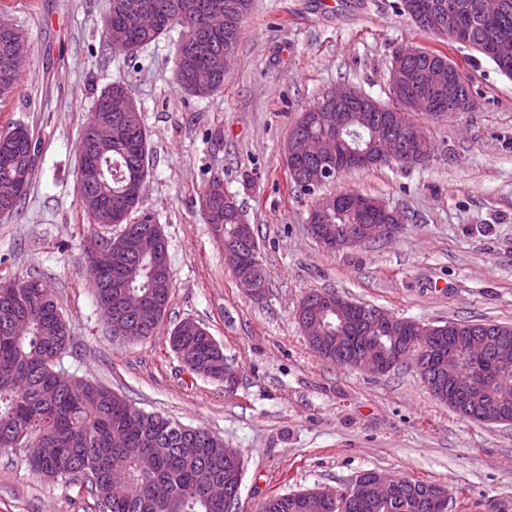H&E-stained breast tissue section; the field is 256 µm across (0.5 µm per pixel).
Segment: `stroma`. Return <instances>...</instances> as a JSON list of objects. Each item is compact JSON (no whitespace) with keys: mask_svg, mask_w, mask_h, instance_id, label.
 <instances>
[{"mask_svg":"<svg viewBox=\"0 0 512 512\" xmlns=\"http://www.w3.org/2000/svg\"><path fill=\"white\" fill-rule=\"evenodd\" d=\"M110 0H0V22L27 29L29 57L0 101V131L31 129L37 157L18 209L0 216V279L39 275L73 336L68 374L136 407L222 437L243 461L241 512L376 470L446 486L448 512H512V425L469 421L432 396L413 363L384 374L319 357L295 320L301 298L333 291L394 317L512 324V79L475 51L418 31L397 0H254L224 88L206 98L175 83L178 34L136 57L112 55ZM438 49L467 76L473 105L450 118L414 114L434 153L426 166L345 172L352 189L406 219L402 235L341 251L309 233L312 196L291 182L284 145L301 111L348 85L389 104L396 47ZM129 84L150 149L144 204L168 243L172 288L151 338L113 335L82 260L93 235L76 182V147L97 97ZM221 176L254 228L268 273L250 296L224 264V244L198 209ZM202 323L238 373L234 391L186 369L169 336ZM28 451L0 453V512H100L86 490L45 480Z\"/></svg>","mask_w":512,"mask_h":512,"instance_id":"1","label":"stroma"}]
</instances>
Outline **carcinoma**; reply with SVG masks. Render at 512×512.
Masks as SVG:
<instances>
[{
    "label": "carcinoma",
    "mask_w": 512,
    "mask_h": 512,
    "mask_svg": "<svg viewBox=\"0 0 512 512\" xmlns=\"http://www.w3.org/2000/svg\"><path fill=\"white\" fill-rule=\"evenodd\" d=\"M157 11L159 22L152 30L138 27L133 17L110 4L104 20L105 36L112 38L110 50L127 57L136 55L146 46L174 29H179L177 49L193 66L201 70L202 78L213 76L214 88L201 94L209 97L224 88V42H238L241 24L250 13L253 0H138ZM475 16L466 20L471 31L466 46L491 58L498 70L512 77V58L496 59L486 53L484 43L492 22L512 25L509 12L498 8L501 0H471ZM216 6L224 10V29L208 32L203 29L202 7ZM29 50L28 34L13 25L0 24V97L9 96L15 89L25 60L16 51ZM425 97L432 107L425 114L448 117L456 114L455 97L448 87L431 88L415 78L400 88L396 100ZM314 115L310 107L301 113L294 129L303 135L322 137L326 134L318 123H306ZM20 134L10 144V161H0V177L26 175L31 180L32 168L27 154L33 135L29 128L18 126ZM105 161L106 184L94 177L95 171L77 174L78 190L112 193V205L128 207L129 217L123 229L129 233L148 228L132 222V215L143 214V200L127 201L126 184L130 174L141 166H149L146 131L124 134L112 142L102 156ZM368 219L346 207L331 210L318 224L319 232L327 233L350 224H365ZM209 224L224 225V237L235 230L234 214L224 211V201L214 204ZM93 237L84 245V262L92 276V287L102 315L111 321L117 308L108 306L103 286L112 283L118 273L127 270L101 268L91 260ZM131 296L135 299L158 294L150 258L139 262L133 275ZM27 315L28 332L14 335L7 318L15 311ZM486 323L444 324L442 335L454 345V363L471 369L473 365L464 354L465 336L484 333ZM506 345L512 362V325L492 323ZM381 347L400 361L414 360L415 348L395 330L376 332ZM70 343V333L52 294L45 291L44 281L37 276L27 277V287L18 289L15 301L0 298V450L14 448L16 436L24 431L38 441L35 458L29 460L31 470L40 477L62 479L74 486L89 483L88 490L96 498L101 512H229L226 505L215 503L205 495L206 484L214 479L232 478L224 462V440L202 431L192 436L176 431L178 425L156 413L142 412L110 388L92 384L65 373L60 360ZM185 348L195 363L212 371L224 372V352L218 350L207 335L186 333ZM473 421L492 424L502 413L512 418V373L496 384L481 388L474 398L455 408ZM157 439L158 456L152 471L145 473L138 465L145 452L142 444L147 437ZM434 484L409 479L399 480L398 495L387 504L351 500L345 507L322 508L309 501L305 492L276 495L260 504L256 512H429L426 504Z\"/></svg>",
    "instance_id": "cac0c4a2"
}]
</instances>
